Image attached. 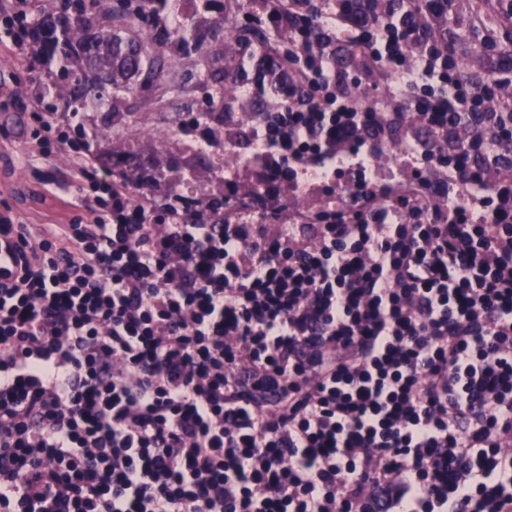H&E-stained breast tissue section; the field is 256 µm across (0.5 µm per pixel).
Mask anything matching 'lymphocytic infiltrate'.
<instances>
[{
	"label": "lymphocytic infiltrate",
	"instance_id": "f902f5d3",
	"mask_svg": "<svg viewBox=\"0 0 512 512\" xmlns=\"http://www.w3.org/2000/svg\"><path fill=\"white\" fill-rule=\"evenodd\" d=\"M28 0L0 44L32 51ZM448 0H288L277 99L254 113L274 176L348 213L290 224L160 212L95 167L32 86L31 160L66 152L42 196L0 205V512H512V55L476 82L441 35ZM361 69L329 67L334 36ZM394 101V115L359 94ZM429 132L394 221L371 159L393 122Z\"/></svg>",
	"mask_w": 512,
	"mask_h": 512
}]
</instances>
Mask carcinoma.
Returning <instances> with one entry per match:
<instances>
[{
  "instance_id": "1",
  "label": "carcinoma",
  "mask_w": 512,
  "mask_h": 512,
  "mask_svg": "<svg viewBox=\"0 0 512 512\" xmlns=\"http://www.w3.org/2000/svg\"><path fill=\"white\" fill-rule=\"evenodd\" d=\"M220 0H61L57 17L36 23L40 50L48 64L76 74L74 82L53 85L55 93L77 112L88 100H101L99 109L110 117L123 111L127 98L158 85L163 93L184 89L176 73L168 70L175 57L196 53L205 80L217 88L224 82V50H211L207 38H216L222 21L214 14ZM209 15L207 30L198 20ZM98 18L89 33L84 18ZM170 50L165 57L159 46ZM194 123L224 121V99L212 97L207 108L193 116ZM112 175L138 188L165 180L158 169L133 167L112 160Z\"/></svg>"
}]
</instances>
